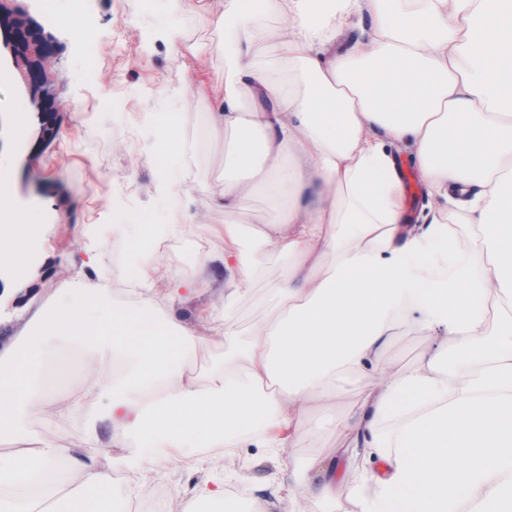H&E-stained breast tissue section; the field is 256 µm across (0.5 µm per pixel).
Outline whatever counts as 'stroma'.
Wrapping results in <instances>:
<instances>
[{
    "instance_id": "35a3bbf8",
    "label": "stroma",
    "mask_w": 512,
    "mask_h": 512,
    "mask_svg": "<svg viewBox=\"0 0 512 512\" xmlns=\"http://www.w3.org/2000/svg\"><path fill=\"white\" fill-rule=\"evenodd\" d=\"M59 11L83 17L80 33L56 27L43 15L40 0H0L16 9L52 44L41 85L25 81L9 50L0 44V188L18 215L40 210L37 247L26 279L0 272V349L23 331L32 313L50 303L57 289L77 288L96 271H135L136 262L122 237L112 235L118 215L154 223L163 203L153 196L155 160L160 156L152 118L174 113L186 141L176 163L195 186L194 222L182 238L167 242L154 260L168 272L201 262L220 250L214 233L224 214L211 205L224 187V138L208 130L205 104L188 97L171 101L162 89L179 82L185 62L201 68L223 67L220 30L198 20L185 22V42L155 41L141 46L162 15L157 0H52ZM29 104L15 113L18 97ZM34 149H27L25 139ZM101 235L98 267L86 266L87 246ZM281 459L254 446L241 449L225 468L242 471L244 505L254 487L278 482Z\"/></svg>"
}]
</instances>
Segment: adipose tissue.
<instances>
[{
  "mask_svg": "<svg viewBox=\"0 0 512 512\" xmlns=\"http://www.w3.org/2000/svg\"><path fill=\"white\" fill-rule=\"evenodd\" d=\"M160 2L159 38L180 41L184 21L203 17L201 0ZM366 15L370 29L337 48ZM213 22L228 67L183 66L167 95L205 101L224 137L213 207L230 216L262 191L276 214L216 228L221 252L164 276L149 245L183 236L193 189L159 162L160 222L113 227L140 259L121 290L137 311H116L105 283L61 288L0 350V512H119L171 465L204 474L178 512H225L236 474L214 455L237 457L247 441L294 447L320 412L337 447L289 459L255 512L344 501L354 512H512V0H225ZM402 147L436 201L413 226ZM1 213L4 260L26 277L36 223L5 199ZM274 258L287 274L239 327ZM216 269L224 306L200 311L210 335L151 320L159 305L193 301ZM401 326L426 346L410 365L382 366ZM59 338L95 364L61 404L47 381ZM210 346L203 376L191 360ZM357 377L361 394L344 406L343 383ZM64 414L86 447L111 449L106 467L29 428ZM116 471L139 480L115 482Z\"/></svg>",
  "mask_w": 512,
  "mask_h": 512,
  "instance_id": "obj_1",
  "label": "adipose tissue"
}]
</instances>
